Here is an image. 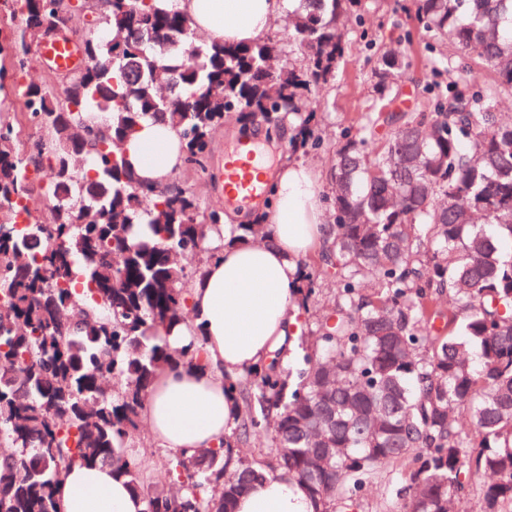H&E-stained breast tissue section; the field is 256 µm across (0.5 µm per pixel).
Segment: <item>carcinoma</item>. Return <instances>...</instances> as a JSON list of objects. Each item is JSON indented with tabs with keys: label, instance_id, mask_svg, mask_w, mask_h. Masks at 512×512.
Wrapping results in <instances>:
<instances>
[{
	"label": "carcinoma",
	"instance_id": "carcinoma-1",
	"mask_svg": "<svg viewBox=\"0 0 512 512\" xmlns=\"http://www.w3.org/2000/svg\"><path fill=\"white\" fill-rule=\"evenodd\" d=\"M13 28L0 39V88L21 118L0 113V512H59L56 486L77 461L101 462L142 495L145 512H235L237 499L284 471L319 512H358L361 490L397 471L396 512H512V0H412L433 74L423 109L395 106L392 77L409 66L401 43H377L372 98L341 131L331 160L332 237L303 262L297 311L322 283L334 307L316 338H295L235 382L238 431L224 449L173 454L175 494L143 480L129 452L149 386L189 366L202 341L170 346L188 322L190 287L217 255L224 209L187 188L134 177L119 145L146 119L183 140L205 171L213 134L235 117L279 130L292 151L314 144L315 93L336 76L345 30L362 0H297L286 38L230 45L200 39L192 20L159 0H89V64L51 91L20 83L32 47L76 16L66 0H0ZM452 43L493 74L455 69ZM88 112L109 119L90 126ZM41 133L36 154L23 132ZM94 172L79 186V161ZM47 201L36 215L34 193ZM257 218L231 243L270 237ZM271 434L276 455L232 448Z\"/></svg>",
	"mask_w": 512,
	"mask_h": 512
}]
</instances>
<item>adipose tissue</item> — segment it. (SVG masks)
<instances>
[{
	"label": "adipose tissue",
	"mask_w": 512,
	"mask_h": 512,
	"mask_svg": "<svg viewBox=\"0 0 512 512\" xmlns=\"http://www.w3.org/2000/svg\"><path fill=\"white\" fill-rule=\"evenodd\" d=\"M189 15L200 34L228 43L264 37L274 19L295 0H166ZM182 139L169 123L147 120L124 144L139 178L169 184L184 165ZM272 201L258 208L272 234L260 244L224 246L191 288L189 326L167 332L180 346L190 328L203 332L194 366L160 372L147 392V421L153 437L174 453L219 447L240 417L232 380L267 361L284 346L296 322L291 314L298 262L331 234L320 203L323 176L301 163L282 162L268 171ZM60 512H144L140 494L110 465L76 463L57 485ZM236 512H315V504L285 473L267 477L242 495Z\"/></svg>",
	"instance_id": "obj_1"
}]
</instances>
